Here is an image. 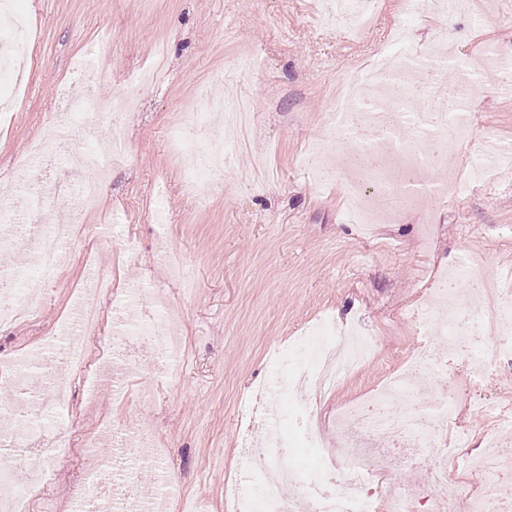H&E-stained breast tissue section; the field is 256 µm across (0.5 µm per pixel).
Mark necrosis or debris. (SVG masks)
Instances as JSON below:
<instances>
[{"label":"necrosis or debris","mask_w":512,"mask_h":512,"mask_svg":"<svg viewBox=\"0 0 512 512\" xmlns=\"http://www.w3.org/2000/svg\"><path fill=\"white\" fill-rule=\"evenodd\" d=\"M24 30L12 28L0 33V95H11L23 73L25 59L19 49ZM112 44L103 41L90 47L76 65V89H63L61 106L55 112L47 142L35 143L30 159L38 170L33 184L24 190L0 195V208L10 214L0 226V249L31 255L37 278L29 280L13 272L0 274V324L20 319L37 306L45 288L57 279L63 258L76 243H84V262L92 283L82 289L80 310L60 330L59 336L39 354H25L0 363V374L8 378L21 396L12 412L0 416V446L31 448L32 438L45 440V448H31L34 457L44 449L66 454L73 446L71 431L56 426L52 415L69 396V378L74 373L86 376L85 398L95 402L99 390L96 370L87 358L88 338L101 335L102 291L110 289L111 267L94 259L104 245V236L82 223L83 213L102 193L103 167L123 165L126 157L110 151L107 158L87 149V141L98 135L122 138L125 111L131 110L150 84V74L140 71L127 75L119 108L105 104L96 93L99 79L108 76L107 60ZM425 88L430 99H437L434 83L424 82L413 56L404 50H383L366 66L362 77L349 78L346 91L335 108L322 117L330 138L367 142L382 162L368 167L365 161L339 165L325 150V141L312 148L317 177L345 168L352 181L349 198L362 224H376L383 216L371 202L384 199L394 204L395 212L415 205L419 196L400 188L388 175L390 163L403 162V176L426 184L436 193H461L465 185L439 179L438 165L423 147L415 145L416 135L429 136L445 147L466 142L473 130V116L465 111L445 114L428 124L420 123L419 104L414 97ZM252 115L238 102L207 96L201 109L185 113L172 130L178 146L188 148L190 159L184 179L198 190L200 198L224 181L226 160L239 145L242 131ZM82 130L83 145H74L75 130ZM202 133L200 141H189L192 133ZM59 209L64 220L58 224L41 222L43 212ZM465 281L467 291H459L457 281ZM438 291L448 308L441 320L430 318L426 310H414L407 319L415 329L426 330L447 339V351L426 347L423 355L403 371L392 373L374 394L338 406L331 416H319L314 399L331 396L342 378L370 358L376 343L373 337L325 318L307 328L288 348L276 351L288 379L276 385H262L247 397L249 424L261 425L264 438L260 447L243 439L246 456L252 461L248 485L232 484L226 490L235 512H419L422 500H429V512H512V500L495 495L494 484L512 477V462L495 449L469 452L467 431L453 428L446 407L431 409L423 404L414 388L418 373L447 366L448 355L461 354L464 369L487 367L491 362L512 360V336L499 327L512 313V290L494 287L484 267L460 260L448 276L438 278ZM144 291L126 289L125 309L119 310L109 337H103L104 367L111 371L112 399H124V381L136 370L142 357L176 374L181 354L170 319L161 310L140 316L136 308ZM302 384L312 400L294 402L290 414L295 431L305 447H324V429L333 427L340 440L335 453L318 466L291 465L290 443L279 416L258 412L259 403L287 385ZM385 434L390 447L384 458L371 461L362 446L378 434ZM153 431L148 417L135 419L122 436H111L108 452L99 456L89 479L74 486V512H152L156 501L169 500L173 484L160 478L152 497L135 488L133 476L143 465H158L157 455L148 454ZM425 467L430 471L427 498H420L412 487L396 486L391 474L403 465ZM467 470L483 476L480 485L459 487L456 476ZM295 491L283 496L284 484Z\"/></svg>","instance_id":"necrosis-or-debris-1"}]
</instances>
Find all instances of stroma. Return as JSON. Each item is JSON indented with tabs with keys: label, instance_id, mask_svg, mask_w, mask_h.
Here are the masks:
<instances>
[{
	"label": "stroma",
	"instance_id": "1",
	"mask_svg": "<svg viewBox=\"0 0 512 512\" xmlns=\"http://www.w3.org/2000/svg\"><path fill=\"white\" fill-rule=\"evenodd\" d=\"M413 2L406 15L396 0H384L368 25L339 26L325 20L321 0H13L34 39L24 47L27 67L17 101L0 111V186L14 188L30 176V145L44 137L60 87L101 31L112 37V58L97 93L115 105L126 75L145 67L156 46H166L164 71L124 118L128 161L106 174L108 193L84 221L112 226L111 247L97 255L117 273L112 290L101 296L103 335L112 333V309L126 284L138 282L149 298H163L184 338L178 376L151 366L131 374L126 405L113 404L107 375H97L101 396L92 404L82 379L71 378L58 423L74 431L72 454L12 468L16 484L39 485L29 512H71L70 489L88 474L85 439L139 416V398L147 392L162 466L141 468L134 483L150 488L163 470L181 492L172 512L182 504L189 512H225L224 485L244 468L239 402L274 378L273 348L288 346L327 314L376 339L378 356L345 377L323 402L327 412L379 390L397 356L420 353L423 338L398 314L420 302L439 316L442 301L432 293L430 272L466 257L492 277L512 274V154L495 181L471 183L459 196L426 195L419 208L369 235L344 217L345 176L335 174L320 186L301 162L336 98L342 66L358 69L388 47L396 26L408 25L405 48L412 54L427 52L444 29L455 60H472L490 41L512 63V6L506 0H470L465 11L447 14L434 0ZM246 54L255 58L253 71L234 75L236 58ZM205 91L249 99L255 120L248 151L234 155L224 171L223 194L194 204L184 190L186 159L171 146L168 131L178 123V106L200 101ZM466 108L473 137L442 160L451 180L478 155L482 136L512 147V80L484 72ZM161 183L169 189L171 217L164 226L149 218ZM164 241L181 251L191 291L173 282L159 262ZM85 276L80 250L72 248L37 317L0 327V356L52 341ZM453 413L470 431L472 448H482L490 436L502 455L512 457V427L497 426L463 398L455 399Z\"/></svg>",
	"mask_w": 512,
	"mask_h": 512
}]
</instances>
